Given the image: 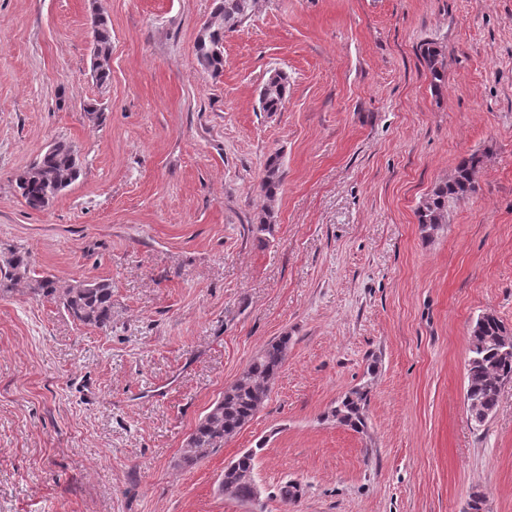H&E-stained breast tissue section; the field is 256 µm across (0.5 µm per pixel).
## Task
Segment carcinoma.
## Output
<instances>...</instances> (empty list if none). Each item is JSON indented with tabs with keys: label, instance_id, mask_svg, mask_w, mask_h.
<instances>
[{
	"label": "carcinoma",
	"instance_id": "obj_1",
	"mask_svg": "<svg viewBox=\"0 0 512 512\" xmlns=\"http://www.w3.org/2000/svg\"><path fill=\"white\" fill-rule=\"evenodd\" d=\"M257 0H217L214 15L217 24L204 40L196 44L197 62L208 72L217 73L223 65V56L214 47L224 42V35L234 32L252 14ZM94 46L103 58L111 56L112 30L100 14L92 20ZM435 90L444 82V65L437 50L426 47L422 51ZM287 96L285 78L278 75L268 80L260 93V105L264 112H277ZM483 156L472 154L462 159L453 176L435 186L417 210L418 223L434 227L448 221V206L455 200L478 192L476 173ZM80 175L78 153L66 141H57L54 146L32 164V168L17 178V187L26 204L32 209H42L65 190ZM284 178L282 163L277 156L269 157L264 166L261 190L272 199L280 189ZM33 271L31 255L27 251L9 248L0 250V286L10 290L19 283L29 285L31 292L39 297L58 301L74 320L100 329L112 325V285L105 280L91 283L76 281L60 288L50 275L31 277ZM506 328L497 318L476 321L470 338L471 356L466 376V393L476 402L473 414L491 417L498 405L501 387L507 378H512V354L502 355L496 351L493 341ZM288 337L283 336L269 343L255 355L243 371L238 382L224 389V395L216 400L209 412L198 423L190 438L194 450L187 452V460L194 461L212 450L224 446V435L241 430L264 403L265 386L273 381L286 360ZM369 390L362 386L344 395L331 410V416L356 432L365 427L364 409ZM224 493L240 501L250 500L252 485L239 476L224 482Z\"/></svg>",
	"mask_w": 512,
	"mask_h": 512
}]
</instances>
